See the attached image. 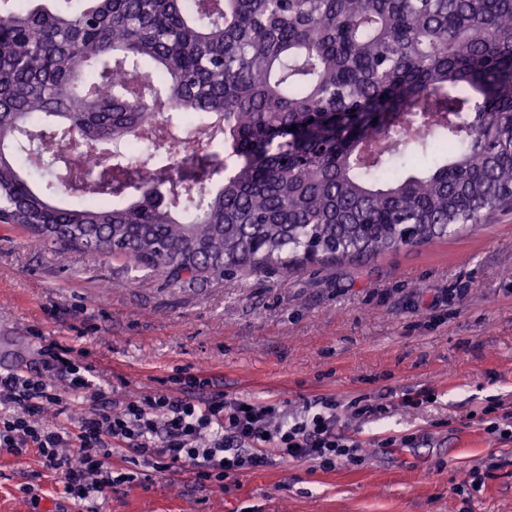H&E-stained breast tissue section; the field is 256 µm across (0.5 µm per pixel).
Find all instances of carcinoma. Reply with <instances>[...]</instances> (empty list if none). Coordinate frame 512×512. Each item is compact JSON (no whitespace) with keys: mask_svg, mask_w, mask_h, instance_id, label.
<instances>
[{"mask_svg":"<svg viewBox=\"0 0 512 512\" xmlns=\"http://www.w3.org/2000/svg\"><path fill=\"white\" fill-rule=\"evenodd\" d=\"M204 127L215 189L200 158L171 173ZM73 134L93 174L24 164ZM509 203L512 0H0V218L37 243L184 283L432 244Z\"/></svg>","mask_w":512,"mask_h":512,"instance_id":"cac0c4a2","label":"carcinoma"}]
</instances>
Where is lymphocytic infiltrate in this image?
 I'll list each match as a JSON object with an SVG mask.
<instances>
[{
    "label": "lymphocytic infiltrate",
    "instance_id": "obj_1",
    "mask_svg": "<svg viewBox=\"0 0 512 512\" xmlns=\"http://www.w3.org/2000/svg\"><path fill=\"white\" fill-rule=\"evenodd\" d=\"M176 382L179 394L160 391L114 408L71 347L44 341L33 365L0 370V456L36 451L76 501L135 481L134 473L113 466L119 451L159 471L188 468L218 488L278 459L317 460L326 468L357 459V444L336 431L335 400L291 415L211 391V378L202 374ZM73 399L84 409L73 430L43 421L46 411L63 413Z\"/></svg>",
    "mask_w": 512,
    "mask_h": 512
}]
</instances>
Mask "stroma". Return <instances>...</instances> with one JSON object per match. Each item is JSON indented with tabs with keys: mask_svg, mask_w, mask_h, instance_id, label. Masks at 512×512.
<instances>
[{
	"mask_svg": "<svg viewBox=\"0 0 512 512\" xmlns=\"http://www.w3.org/2000/svg\"><path fill=\"white\" fill-rule=\"evenodd\" d=\"M45 338L86 352L116 403L181 372L291 413L333 399L361 462L279 460L220 490L116 454L137 481L78 503L36 454L2 455L0 512H512V436L486 430L512 422L510 207L435 244L191 284L0 223V357L25 364ZM357 400L389 410L358 417Z\"/></svg>",
	"mask_w": 512,
	"mask_h": 512,
	"instance_id": "obj_1",
	"label": "stroma"
}]
</instances>
